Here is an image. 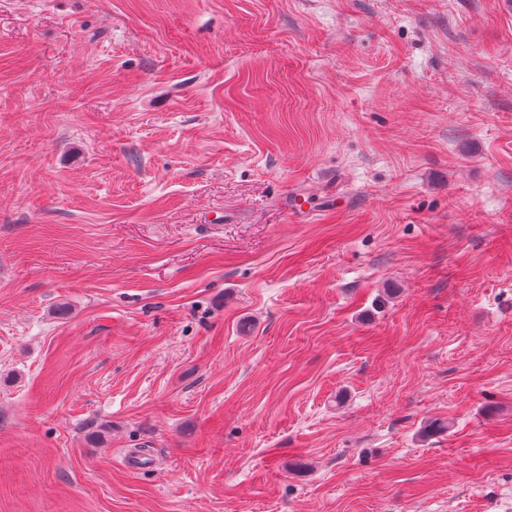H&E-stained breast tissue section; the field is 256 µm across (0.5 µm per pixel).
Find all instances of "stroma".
Returning a JSON list of instances; mask_svg holds the SVG:
<instances>
[{"label":"stroma","mask_w":512,"mask_h":512,"mask_svg":"<svg viewBox=\"0 0 512 512\" xmlns=\"http://www.w3.org/2000/svg\"><path fill=\"white\" fill-rule=\"evenodd\" d=\"M0 512H512V0H0Z\"/></svg>","instance_id":"obj_1"}]
</instances>
